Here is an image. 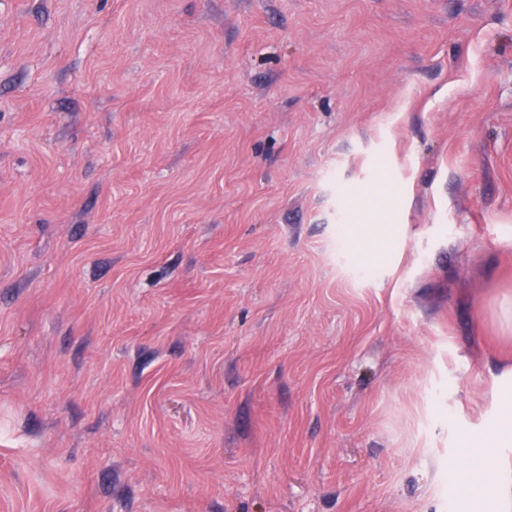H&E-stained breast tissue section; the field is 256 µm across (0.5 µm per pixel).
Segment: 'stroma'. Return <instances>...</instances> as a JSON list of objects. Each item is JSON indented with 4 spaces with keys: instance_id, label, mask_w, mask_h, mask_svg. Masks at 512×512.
<instances>
[{
    "instance_id": "1",
    "label": "stroma",
    "mask_w": 512,
    "mask_h": 512,
    "mask_svg": "<svg viewBox=\"0 0 512 512\" xmlns=\"http://www.w3.org/2000/svg\"><path fill=\"white\" fill-rule=\"evenodd\" d=\"M510 303L512 0H0V512H464Z\"/></svg>"
}]
</instances>
